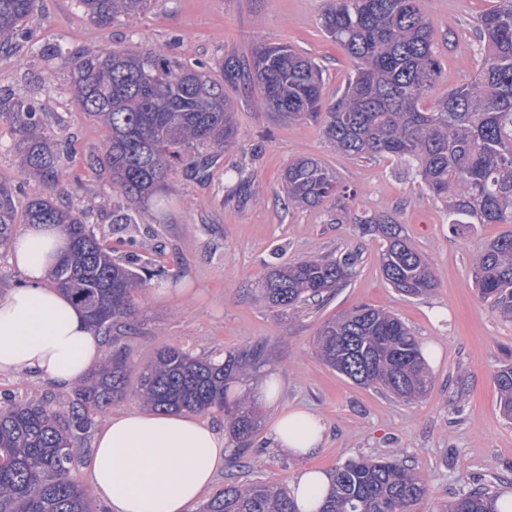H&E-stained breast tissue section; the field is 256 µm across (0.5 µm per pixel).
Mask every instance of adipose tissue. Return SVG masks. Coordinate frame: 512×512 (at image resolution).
I'll return each instance as SVG.
<instances>
[{"instance_id": "ef3b65f1", "label": "adipose tissue", "mask_w": 512, "mask_h": 512, "mask_svg": "<svg viewBox=\"0 0 512 512\" xmlns=\"http://www.w3.org/2000/svg\"><path fill=\"white\" fill-rule=\"evenodd\" d=\"M62 225L30 224L10 244L27 285L0 294V373H22L66 389L104 353L84 311L48 284L63 256ZM326 427L308 410L283 412L267 436L293 457L323 445ZM227 442L197 415L131 412L98 432L86 473L111 512H190L224 468ZM326 471L302 470L290 485L299 512H318L329 489Z\"/></svg>"}]
</instances>
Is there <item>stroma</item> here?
I'll return each mask as SVG.
<instances>
[{
  "mask_svg": "<svg viewBox=\"0 0 512 512\" xmlns=\"http://www.w3.org/2000/svg\"><path fill=\"white\" fill-rule=\"evenodd\" d=\"M487 6L488 0H423L439 45L436 93L475 75L474 20ZM324 7L325 0H151L145 12L104 28L85 17L77 0H39L30 21L35 43L23 50L25 64L0 53V96L39 100L46 135L73 150L58 190L74 207L92 211L94 230L113 255H124L132 238L143 263L165 270L151 280L136 314L106 337V350L124 351L130 382L164 346L207 356L262 345V371L277 376L278 397L274 406L262 407L263 426L250 451L228 447L215 488L260 482L285 489L307 467L330 472L360 456L395 455L430 480V494L416 512H436L462 491L512 488V420L499 410L494 382L495 371L512 363V321L479 298L472 277L477 253L512 226L479 224L466 235L453 234L444 209L422 193L400 160L340 154L320 127L258 111L254 87L227 88L238 136L208 179L196 180L178 165L170 175L164 220L148 214L127 226L112 224L120 199L84 167L106 130L76 107L58 59L62 52L166 44L181 63L213 67L229 53L249 54L263 38L290 44L319 64L331 101L354 63L321 30ZM302 155L318 158L355 191L353 214L386 211L403 224L411 245L432 265L438 282L432 293L410 298L388 284L379 263L380 237L361 234L349 220L330 223L326 208L289 203L282 174ZM241 169L252 176L255 194L244 203L226 201ZM188 198L194 208L185 207ZM354 247L361 250L356 276L323 306L289 314L257 299L256 287L271 267ZM361 304L391 311L420 343L438 348L425 398L397 399L318 359L313 341L322 323ZM1 391L18 401L74 397L73 389L17 374L0 373ZM295 408L317 413L326 426L324 445L308 459L273 447L267 437V424Z\"/></svg>",
  "mask_w": 512,
  "mask_h": 512,
  "instance_id": "stroma-1",
  "label": "stroma"
}]
</instances>
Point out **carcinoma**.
Listing matches in <instances>:
<instances>
[{
	"mask_svg": "<svg viewBox=\"0 0 512 512\" xmlns=\"http://www.w3.org/2000/svg\"><path fill=\"white\" fill-rule=\"evenodd\" d=\"M85 16L107 27L121 15L145 11L151 0H78ZM38 0H0V41L22 46L34 40L28 21ZM320 26L355 62L341 93L323 96L321 69L284 44L258 40L242 61L229 54L218 67L183 65L165 45L136 50L86 51L67 57L77 106L108 134L87 168L105 179L122 205L112 223L133 224L134 214L161 215L172 168L190 159L198 174L217 164L238 129L224 86L255 85L256 108L291 123H315L336 152L352 159L396 156L414 170L421 191L448 213L452 232L475 224H512V0H491L474 21L478 43L475 76L433 95L439 75L435 29L421 0H327ZM20 155L23 179L0 181V245L16 231L18 193H26L25 224H61L67 250L51 274L52 286L81 307L99 330L130 318L147 277L163 269L140 265L131 253L119 260L90 229L91 212L58 204L55 189L67 175L68 148L44 133L42 105L34 98H0ZM288 198L301 206L330 204L336 223L354 197L336 172L313 157L290 162L282 175ZM362 233L381 234L379 261L385 279L409 297L437 286L431 264L408 242L389 214L357 219ZM359 253L307 257L272 268L260 294L271 308L297 312L328 292L350 284ZM480 298L512 320V233L493 239L475 258ZM321 360L364 386L396 398L423 397L431 387L416 336L398 316L357 306L321 325ZM263 350L226 351L198 357L181 348L158 349L139 386L128 383L126 356L105 355L67 403L44 399L0 406V512H98L74 472V440L129 395L151 410L224 412L229 433L248 448L258 414L248 395L232 384L259 371ZM499 410L512 420V365L497 369ZM427 477L388 457H360L334 470L321 512H416L428 495ZM497 495L482 488L463 492L444 512H496ZM200 512H296L288 494L264 483L226 484Z\"/></svg>",
	"mask_w": 512,
	"mask_h": 512,
	"instance_id": "1",
	"label": "carcinoma"
}]
</instances>
